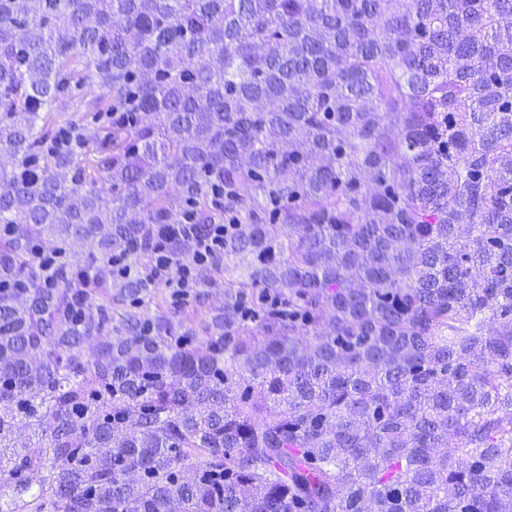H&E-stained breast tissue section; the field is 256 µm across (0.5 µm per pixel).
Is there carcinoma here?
<instances>
[{
  "mask_svg": "<svg viewBox=\"0 0 512 512\" xmlns=\"http://www.w3.org/2000/svg\"><path fill=\"white\" fill-rule=\"evenodd\" d=\"M0 152V512H512V0H0ZM220 221L205 342L64 260ZM91 253L99 257L96 246L89 240L71 239L68 246V262L77 265L84 275L98 274L100 268L104 266L98 258L96 261L90 260Z\"/></svg>",
  "mask_w": 512,
  "mask_h": 512,
  "instance_id": "cac0c4a2",
  "label": "carcinoma"
}]
</instances>
